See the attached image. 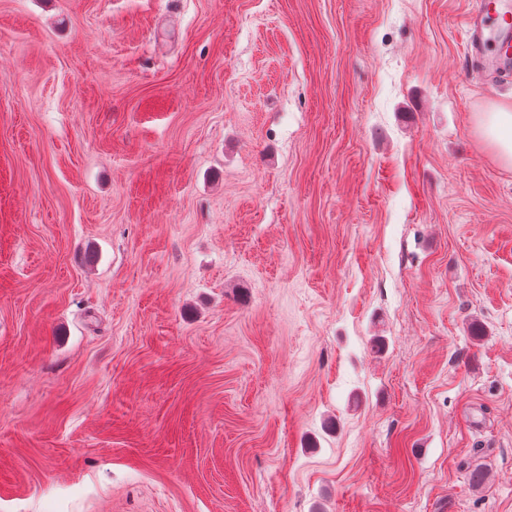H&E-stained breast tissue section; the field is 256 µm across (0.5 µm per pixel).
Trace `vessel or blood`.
<instances>
[{
	"label": "vessel or blood",
	"instance_id": "1",
	"mask_svg": "<svg viewBox=\"0 0 512 512\" xmlns=\"http://www.w3.org/2000/svg\"><path fill=\"white\" fill-rule=\"evenodd\" d=\"M463 23L468 56L490 72H511L512 0H474Z\"/></svg>",
	"mask_w": 512,
	"mask_h": 512
}]
</instances>
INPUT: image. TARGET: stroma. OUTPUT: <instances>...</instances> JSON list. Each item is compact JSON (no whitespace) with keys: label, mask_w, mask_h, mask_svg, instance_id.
<instances>
[{"label":"stroma","mask_w":512,"mask_h":512,"mask_svg":"<svg viewBox=\"0 0 512 512\" xmlns=\"http://www.w3.org/2000/svg\"><path fill=\"white\" fill-rule=\"evenodd\" d=\"M470 3L0 0V512H512Z\"/></svg>","instance_id":"obj_1"}]
</instances>
